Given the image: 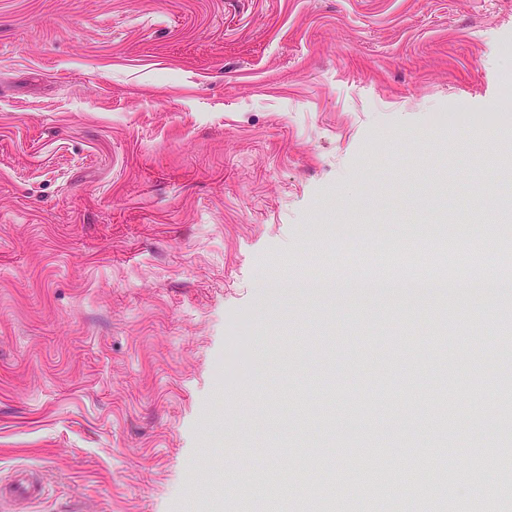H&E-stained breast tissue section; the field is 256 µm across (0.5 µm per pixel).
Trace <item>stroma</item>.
<instances>
[{
  "label": "stroma",
  "instance_id": "1",
  "mask_svg": "<svg viewBox=\"0 0 512 512\" xmlns=\"http://www.w3.org/2000/svg\"><path fill=\"white\" fill-rule=\"evenodd\" d=\"M510 75L512 0H0V482L225 512L256 448L325 498L450 446L474 371L448 489L479 460L512 501V288L334 285L463 227L498 273Z\"/></svg>",
  "mask_w": 512,
  "mask_h": 512
}]
</instances>
